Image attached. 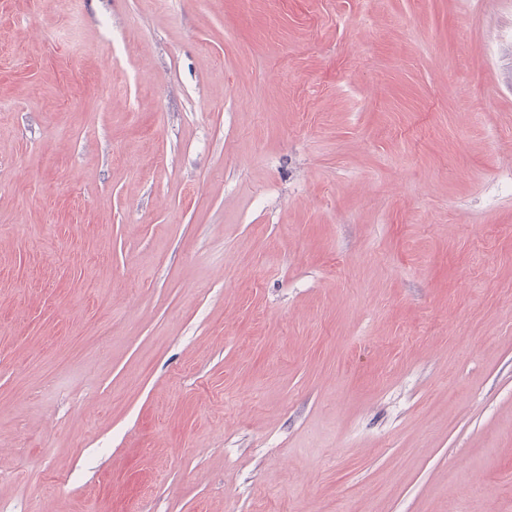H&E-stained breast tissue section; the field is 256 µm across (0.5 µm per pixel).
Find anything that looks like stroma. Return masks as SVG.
<instances>
[{
    "mask_svg": "<svg viewBox=\"0 0 512 512\" xmlns=\"http://www.w3.org/2000/svg\"><path fill=\"white\" fill-rule=\"evenodd\" d=\"M0 512H512V0H0Z\"/></svg>",
    "mask_w": 512,
    "mask_h": 512,
    "instance_id": "1",
    "label": "stroma"
}]
</instances>
